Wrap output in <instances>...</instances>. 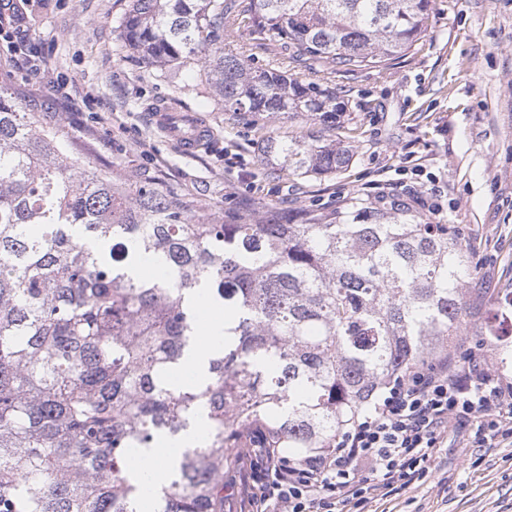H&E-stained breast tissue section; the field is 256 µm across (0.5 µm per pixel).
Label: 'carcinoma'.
Listing matches in <instances>:
<instances>
[{"label": "carcinoma", "mask_w": 512, "mask_h": 512, "mask_svg": "<svg viewBox=\"0 0 512 512\" xmlns=\"http://www.w3.org/2000/svg\"><path fill=\"white\" fill-rule=\"evenodd\" d=\"M432 12L433 0H129L122 28L148 67L200 66L224 111L318 128L260 149L270 168L317 179L354 157L331 138L349 112L336 77L389 70ZM228 29L250 42L224 44ZM256 50L272 62L253 66ZM70 148L0 86V512H141L130 450L196 429L153 503L224 512V471L257 431L292 461L325 454L387 382L468 329L512 371V292L471 287L454 228L397 197L231 218L81 167ZM145 255L166 275L129 274ZM195 293L224 308V339L204 380L172 388L197 343Z\"/></svg>", "instance_id": "1"}]
</instances>
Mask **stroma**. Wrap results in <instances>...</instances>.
Wrapping results in <instances>:
<instances>
[{
  "label": "stroma",
  "instance_id": "stroma-1",
  "mask_svg": "<svg viewBox=\"0 0 512 512\" xmlns=\"http://www.w3.org/2000/svg\"><path fill=\"white\" fill-rule=\"evenodd\" d=\"M27 53L0 32V86L81 148L80 164L118 176L142 172L159 188L245 215L260 203L296 213L363 193H395L434 207L468 247L475 283L512 292V0H435L431 29L386 73L340 78L354 159L322 180L270 172L264 137L301 134V122L262 115L232 120L197 96L196 69L160 74L124 47L128 0H11ZM42 72L30 74L27 58ZM79 98L69 97L68 89ZM162 103L212 130L190 156L151 122ZM360 512H512V443L470 448L448 441L421 481Z\"/></svg>",
  "mask_w": 512,
  "mask_h": 512
}]
</instances>
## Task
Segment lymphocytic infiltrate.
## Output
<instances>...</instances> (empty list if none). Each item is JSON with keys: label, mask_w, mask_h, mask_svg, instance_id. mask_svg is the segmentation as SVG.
<instances>
[{"label": "lymphocytic infiltrate", "mask_w": 512, "mask_h": 512, "mask_svg": "<svg viewBox=\"0 0 512 512\" xmlns=\"http://www.w3.org/2000/svg\"><path fill=\"white\" fill-rule=\"evenodd\" d=\"M452 425L467 429L473 448L512 439V382L479 355L411 367L327 454L294 464L261 448V481L235 477L231 486L243 512H345L355 499H381L411 483Z\"/></svg>", "instance_id": "1"}]
</instances>
